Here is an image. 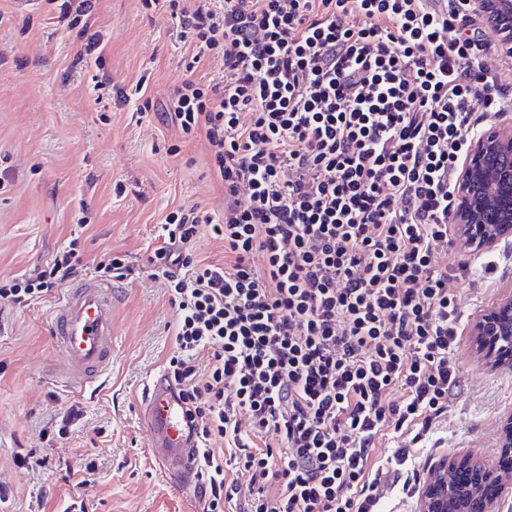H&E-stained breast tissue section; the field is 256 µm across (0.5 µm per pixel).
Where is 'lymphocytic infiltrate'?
Here are the masks:
<instances>
[{
    "mask_svg": "<svg viewBox=\"0 0 512 512\" xmlns=\"http://www.w3.org/2000/svg\"><path fill=\"white\" fill-rule=\"evenodd\" d=\"M176 19L183 77L144 99L209 146L224 215L165 218L147 259L176 310L168 377L201 445L202 512H378L408 449L458 386L452 355L465 265L436 259L455 234L458 170L512 76L463 0H145ZM215 61L221 80L198 73ZM224 263L198 259L202 231ZM84 268L76 241L0 283L26 306ZM223 439L220 448L211 439Z\"/></svg>",
    "mask_w": 512,
    "mask_h": 512,
    "instance_id": "lymphocytic-infiltrate-1",
    "label": "lymphocytic infiltrate"
}]
</instances>
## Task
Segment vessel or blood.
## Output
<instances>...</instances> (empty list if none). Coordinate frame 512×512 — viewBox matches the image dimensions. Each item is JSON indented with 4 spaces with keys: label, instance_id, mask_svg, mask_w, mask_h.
<instances>
[{
    "label": "vessel or blood",
    "instance_id": "1",
    "mask_svg": "<svg viewBox=\"0 0 512 512\" xmlns=\"http://www.w3.org/2000/svg\"><path fill=\"white\" fill-rule=\"evenodd\" d=\"M115 300L111 286L88 278L68 288L52 311L49 332L67 360L70 381L90 383L108 369ZM143 405L156 464L179 488L196 487V447L188 435L187 407L166 376H157L148 385Z\"/></svg>",
    "mask_w": 512,
    "mask_h": 512
}]
</instances>
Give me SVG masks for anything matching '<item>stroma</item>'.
<instances>
[{
    "label": "stroma",
    "instance_id": "1",
    "mask_svg": "<svg viewBox=\"0 0 512 512\" xmlns=\"http://www.w3.org/2000/svg\"><path fill=\"white\" fill-rule=\"evenodd\" d=\"M93 30L101 62L75 63V31L45 0H0V280L32 272L77 239L82 259L129 257L128 276L113 279L112 364L98 385L70 387L64 355L49 334L48 314L62 289L27 305L0 303V512H194L195 501L155 466L142 417V395L165 374L176 313L161 278L145 264L165 216L200 205L224 214L203 141H183L176 127L138 112L139 79L165 101L182 70L184 46L165 12L141 0H97ZM129 94L107 100L97 72ZM449 264L466 260L468 276L451 281L461 296L462 334L453 355L459 386L421 446L420 470L470 455L497 465L502 427L512 415V370L494 369L476 349L477 318L512 297V244L478 260L464 243ZM493 262L494 281L484 266ZM33 454L37 467L14 457ZM88 467L87 483L73 472Z\"/></svg>",
    "mask_w": 512,
    "mask_h": 512
}]
</instances>
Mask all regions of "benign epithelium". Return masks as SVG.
<instances>
[{
  "label": "benign epithelium",
  "instance_id": "obj_1",
  "mask_svg": "<svg viewBox=\"0 0 512 512\" xmlns=\"http://www.w3.org/2000/svg\"><path fill=\"white\" fill-rule=\"evenodd\" d=\"M470 10L493 22L500 50L512 55V0H467ZM512 123L475 137L461 164L453 221L471 249L487 250L512 241ZM473 335L496 367L512 369V299L477 319ZM499 474L461 458L438 461L422 486V512H490L501 487Z\"/></svg>",
  "mask_w": 512,
  "mask_h": 512
}]
</instances>
